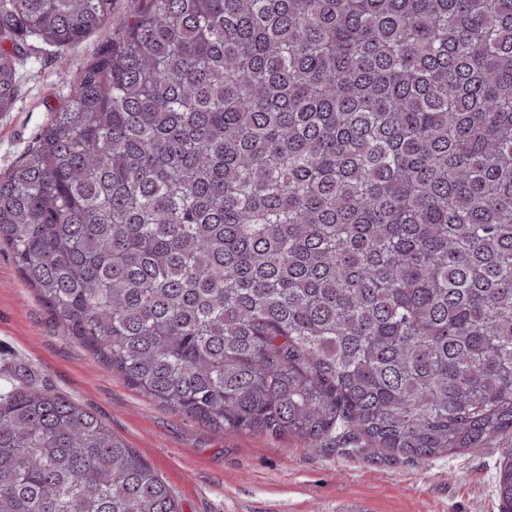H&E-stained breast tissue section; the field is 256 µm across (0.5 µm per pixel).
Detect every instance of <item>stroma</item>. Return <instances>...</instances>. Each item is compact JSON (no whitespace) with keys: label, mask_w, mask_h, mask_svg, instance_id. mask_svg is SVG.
I'll list each match as a JSON object with an SVG mask.
<instances>
[{"label":"stroma","mask_w":512,"mask_h":512,"mask_svg":"<svg viewBox=\"0 0 512 512\" xmlns=\"http://www.w3.org/2000/svg\"><path fill=\"white\" fill-rule=\"evenodd\" d=\"M148 0H112V23L58 49L21 41L19 92L0 112V176L31 146L85 64ZM67 395L137 449L181 512H499L496 446L427 464L352 452L328 440L307 453L288 435L223 434L142 396L67 336L0 249V377Z\"/></svg>","instance_id":"1"}]
</instances>
